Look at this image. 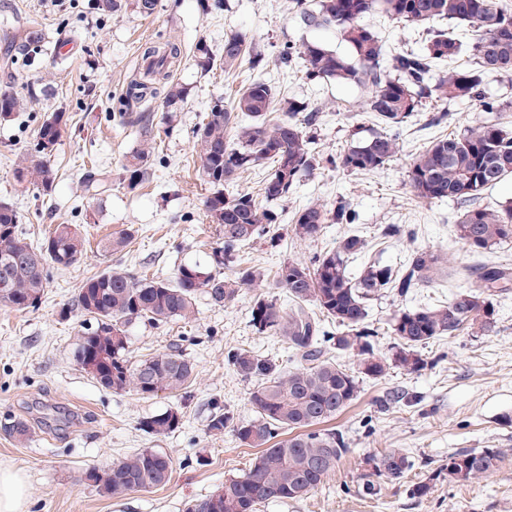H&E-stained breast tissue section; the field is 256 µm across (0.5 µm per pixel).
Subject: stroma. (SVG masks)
Listing matches in <instances>:
<instances>
[{"mask_svg":"<svg viewBox=\"0 0 512 512\" xmlns=\"http://www.w3.org/2000/svg\"><path fill=\"white\" fill-rule=\"evenodd\" d=\"M93 2L0 0V33L21 25L48 37L40 55L26 66H6L3 58L11 47L0 42V92L30 86L41 91L32 108L0 121V201L17 209L23 233L33 243L56 224L88 227L81 262L67 269L48 267L49 286L37 308H0V467L21 475L27 491L24 512H185L190 502L241 474L255 455L231 433L215 436L206 427L214 401L239 420L254 417L248 383L225 362L229 350L286 353L280 337L252 330L253 292L224 307L198 296V313L188 323L176 319L130 326V360L176 345L196 366L188 392L150 398L103 389L82 370L75 343L92 322L77 313L64 319L59 311L84 279L108 266L157 280L172 279L183 264L212 266L223 233L206 217L208 187L192 141L213 100H231L242 86L266 80L319 110L311 133L322 160L301 177L287 200L275 203L279 245L271 246L265 236L255 240L240 253L245 264L271 275L283 262H311L353 234L365 241L364 251L348 261L354 276L373 264L399 269L416 250L442 257L441 270L425 286L405 296L387 288L368 300L366 322L377 332V355L389 358L396 351L391 325L397 314L447 305L453 294L471 285L475 269L484 263L512 266V243L472 253L455 231L457 203L421 201L408 182L414 158L437 133H458L487 120V113L475 107L427 102L405 126L398 151L384 169L351 173L332 165L333 157L382 127L364 108L363 88L308 80L298 64L279 66L282 48L302 40L346 49L332 33L307 28L292 0H225L219 11L205 10L201 0H157L148 17L129 8L103 15ZM363 23L379 32L392 52L421 49L430 34L428 26L399 23L378 10ZM230 34L261 52L264 67L202 70L198 45L220 57ZM167 39L180 42L184 50L174 79L187 90L185 102L172 113L158 100L129 106L130 113L146 111L153 119L151 175L136 188L116 184L111 193L91 195L79 181L83 169L97 164L120 176L125 156L140 145L120 101L144 48ZM57 110L67 112L69 120L51 159L53 187L48 192L25 187L16 178L17 163L33 151L42 122ZM441 112L449 113L448 122L431 127V117ZM341 202L356 212L355 223L325 225L310 240L293 235L292 218L299 208L319 204L332 210ZM389 224L402 225L403 234L385 235ZM118 232L129 234L128 246L118 253L102 252V240ZM496 310L494 331L473 328L423 349L420 371L393 366L381 378L360 377L358 398L332 422L348 443L336 470L304 498L271 502L261 512H512V456L493 474L468 483L432 477L456 449H512V287L497 296ZM397 391L403 401L380 409V401ZM171 407L184 415L178 431L161 438L141 431L143 418ZM16 419L30 428L26 441H17L7 430ZM145 448L171 458L166 485L115 499L87 481L88 471L105 469ZM388 450L406 454L412 469L401 481L387 484L381 497L365 495L364 458ZM420 481L429 482L430 491L417 498L412 487Z\"/></svg>","mask_w":512,"mask_h":512,"instance_id":"stroma-1","label":"stroma"}]
</instances>
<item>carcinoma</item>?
<instances>
[{"label":"carcinoma","instance_id":"carcinoma-1","mask_svg":"<svg viewBox=\"0 0 512 512\" xmlns=\"http://www.w3.org/2000/svg\"><path fill=\"white\" fill-rule=\"evenodd\" d=\"M305 26L328 30L349 45L344 56L319 42L290 45L280 62L299 60L310 80H334L366 90V111L374 113L384 131L363 144L350 147L336 159V166L350 172L379 170L394 156L404 123L426 106L427 100L468 101L482 112H497L499 106L486 99L483 79L489 75L512 74V12L497 0H295ZM380 9L388 17L408 24L448 19L476 32L464 44L447 30L433 32L419 51L402 50L391 56L387 69L385 41L372 28L360 23L367 14ZM469 48L475 68L461 69L457 58ZM145 64L129 83V93L140 100L163 97L175 112L187 97L173 81L183 52L175 41L153 43L143 52ZM251 68L262 66L264 56L247 49L237 34L224 37V68L243 60ZM438 64L448 70L438 78L432 70ZM36 99L12 93L0 94V120L23 111ZM318 110L286 98L275 87L255 81L229 102L218 99L193 132V148L200 159L209 194L205 211L211 223L222 227L224 241L214 252L215 267L181 265L170 281L136 277L124 270L106 268L86 278L74 299L76 308L96 320L97 326L78 337L75 358L82 363L88 355L104 360L95 381L116 393L155 397L185 390L195 380V365L179 348L128 360L127 328L136 321L163 323L190 321L195 316L198 296L217 306L233 303L246 291L260 288L265 273L240 260L241 249L277 223L278 214L270 203L282 201L295 189L299 179L317 165L319 155L306 128L314 125ZM64 112H53L42 123L33 152L17 168L21 183L45 192L52 189L56 174L51 166L62 127ZM142 147L125 156L123 181L136 187L149 175L153 136L150 117L138 119ZM269 164L262 198L250 193H233L226 187L239 174ZM512 176V133L499 122L488 121L463 133L434 139L411 164L408 181L415 195L426 201L449 199L462 206L456 224L458 238L475 252L491 251L512 242V201L498 209L482 208V193ZM86 190H112V173L90 169L82 176ZM356 213L340 204L331 212L321 205L300 209L292 232L299 239H313L323 225L353 224ZM20 216L12 204L0 201V307L24 311L41 302L47 288L50 265L71 267L85 252V239L74 224H57L40 244L26 241L19 231ZM365 242L358 236L342 240L336 251L307 265L288 261L281 264L272 284L283 288L293 302L290 311L259 294L253 300L250 323L258 334L272 333L288 345L297 365L256 354L248 349L229 351L226 363L251 384L249 402L255 419L242 422L218 402L211 405L207 430L214 435L228 431L245 447L259 452L239 476L200 501L188 504L186 512H260L270 502L299 500L318 487L336 469L347 452L342 433L322 424L336 419L359 393L358 375L375 379L386 374L389 362L370 355L376 330L366 323V303L384 288L400 295L432 280L441 258L427 251L410 254L406 264L394 271L368 266L352 277L347 271L350 256L361 252ZM230 273H223V269ZM477 280L459 291L443 308L405 310L395 316L392 332L398 350L392 362L416 372L424 367L418 349L434 340L457 335L478 326L491 332L497 326L493 297L500 281L508 282L507 269L484 264L476 269ZM314 304L321 314L341 328L331 335L310 315ZM337 352L359 350L354 371L328 355V345ZM181 424L176 409L144 418L140 429L156 438L175 432ZM509 455L507 448H459L448 454V463L435 471V478L448 476L450 482H469L497 471ZM368 473L363 488L377 495L381 482L403 478L411 468L407 457L395 450L366 459ZM172 460L167 454L145 449L112 463L104 480L87 473V480L114 498L165 485L171 476Z\"/></svg>","mask_w":512,"mask_h":512}]
</instances>
